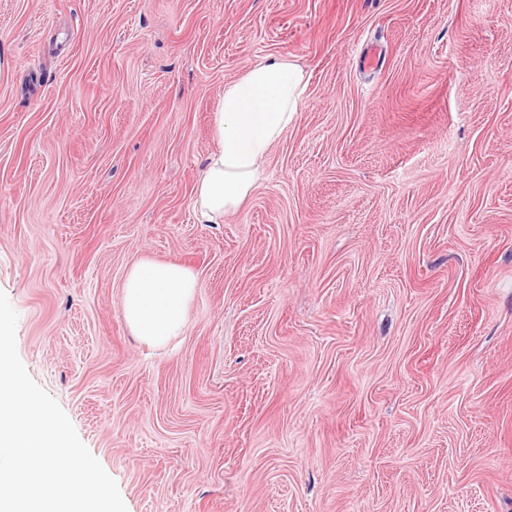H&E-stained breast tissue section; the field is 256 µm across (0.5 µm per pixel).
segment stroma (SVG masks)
I'll return each instance as SVG.
<instances>
[{
    "label": "stroma",
    "mask_w": 512,
    "mask_h": 512,
    "mask_svg": "<svg viewBox=\"0 0 512 512\" xmlns=\"http://www.w3.org/2000/svg\"><path fill=\"white\" fill-rule=\"evenodd\" d=\"M270 56L297 119L197 223ZM145 257L198 280L160 347ZM0 291L127 512H512V0H0ZM306 84L303 67L285 56L268 57L225 84L213 113L217 149L194 189L198 223H223L251 197L260 162L296 120ZM196 288L195 275L180 264L139 260L129 268L121 286L124 323L141 340L164 345L183 335Z\"/></svg>",
    "instance_id": "35a3bbf8"
}]
</instances>
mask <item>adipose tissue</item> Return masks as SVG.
Listing matches in <instances>:
<instances>
[{
  "instance_id": "adipose-tissue-1",
  "label": "adipose tissue",
  "mask_w": 512,
  "mask_h": 512,
  "mask_svg": "<svg viewBox=\"0 0 512 512\" xmlns=\"http://www.w3.org/2000/svg\"><path fill=\"white\" fill-rule=\"evenodd\" d=\"M306 84L302 66L285 56L269 57L225 84L213 113L217 148L195 185L198 223H223L251 197L260 163L296 120ZM196 288L195 275L180 264L139 260L121 286L123 320L134 336L164 345L183 335Z\"/></svg>"
}]
</instances>
